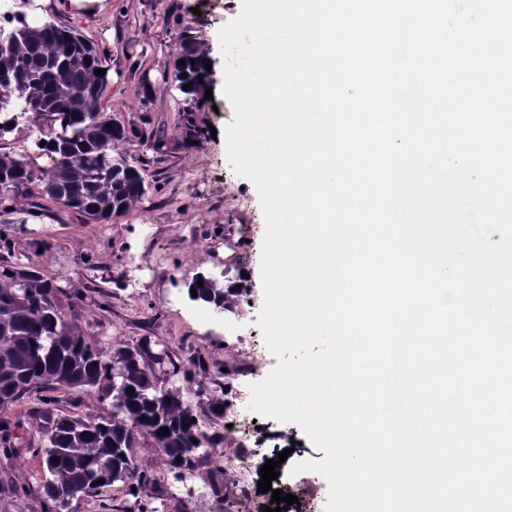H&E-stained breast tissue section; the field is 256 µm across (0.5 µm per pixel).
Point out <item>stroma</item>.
<instances>
[{
  "label": "stroma",
  "mask_w": 512,
  "mask_h": 512,
  "mask_svg": "<svg viewBox=\"0 0 512 512\" xmlns=\"http://www.w3.org/2000/svg\"><path fill=\"white\" fill-rule=\"evenodd\" d=\"M243 0H109L100 14L51 12L49 23L90 39L108 71L101 95L103 117L124 126L119 150L143 176L147 194L110 222L92 223L76 210L53 202L31 184L16 206L0 216V231L15 246V261L33 265L61 286L59 305L92 347L113 350L150 337L188 373L174 382L195 408L202 443L218 441L217 452L173 475L157 448L143 442L138 462L157 490L127 495L122 484L72 501L65 512H264L271 493L214 494L235 473L224 464L231 447L224 428L225 407L249 402V380L241 355L256 348L263 373L276 366L258 326L263 303L261 255L266 223L251 181L232 170L225 128L234 118L223 96L219 30L236 19ZM206 51L211 62V99L184 93L176 79L179 57ZM29 211L51 213L48 224H31ZM223 273L234 281L246 275L249 289L238 315L216 319L185 295V281L198 273ZM72 417L105 415L110 402L95 394L64 390L31 392L0 409L21 421L26 437L41 440L42 412ZM263 459L287 452L273 490L295 489L298 501L281 512L325 508L329 485L316 472L293 475V465L319 461L321 451L294 423L267 417Z\"/></svg>",
  "instance_id": "1"
}]
</instances>
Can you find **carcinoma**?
I'll return each mask as SVG.
<instances>
[{
  "label": "carcinoma",
  "mask_w": 512,
  "mask_h": 512,
  "mask_svg": "<svg viewBox=\"0 0 512 512\" xmlns=\"http://www.w3.org/2000/svg\"><path fill=\"white\" fill-rule=\"evenodd\" d=\"M0 25V137L11 131L7 124L32 111L42 140L49 145L48 165L34 168L25 160L0 156V182L42 184L51 200L85 214L97 223L127 210L147 192L138 170L117 149L125 140V128L99 112L106 76L95 74L102 60L91 40L70 29L45 23L31 26ZM177 81L192 82L189 92L204 94L208 74L199 54L182 56ZM23 68L29 81L17 85L13 71ZM0 406L22 397L24 386L92 392L109 400L112 413L85 418L55 416L45 411L44 446L32 448L14 434L21 423L0 418V463H10L24 452L42 454L43 483L37 494L44 501L65 508L71 501L91 497L98 490L121 483L133 497L150 491V477L137 461L136 448L143 440L158 448L163 461L180 469L197 455L201 443L192 404L170 382L181 372L170 355L160 356L144 337L133 346L111 352L88 344L77 326L66 322L58 306L53 282L28 266L19 272L11 263L14 243L0 234ZM203 285H198V281ZM193 287L210 306L226 314H238L240 297L248 288L224 286L208 274H196ZM134 392H129V389ZM168 429L165 435L160 429ZM99 484H94V481Z\"/></svg>",
  "instance_id": "obj_1"
}]
</instances>
